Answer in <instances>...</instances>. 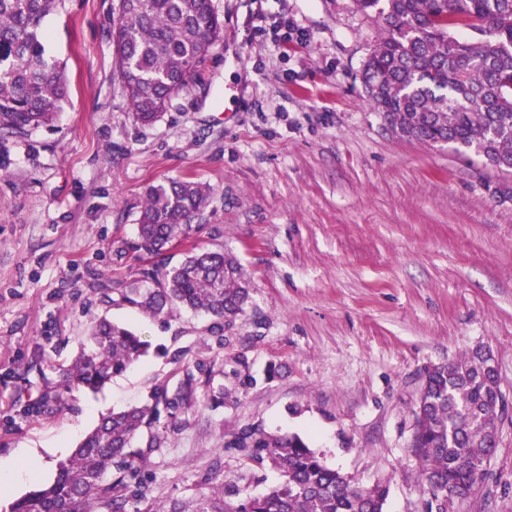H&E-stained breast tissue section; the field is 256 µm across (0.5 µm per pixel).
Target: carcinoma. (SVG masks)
Wrapping results in <instances>:
<instances>
[{"instance_id":"obj_1","label":"carcinoma","mask_w":512,"mask_h":512,"mask_svg":"<svg viewBox=\"0 0 512 512\" xmlns=\"http://www.w3.org/2000/svg\"><path fill=\"white\" fill-rule=\"evenodd\" d=\"M383 30L363 63L369 104L399 138L446 144L512 173V0H354ZM58 0H0V133L27 135L54 122L68 96L65 67L46 51L44 18ZM117 80L136 120L156 122L223 38L213 0H118L112 12ZM459 26L480 41L454 33ZM208 191L180 179L152 185L130 248L158 262L119 283L120 300L154 317L180 308L203 312L230 329L250 297L237 260L186 249L167 267L162 253L187 245L190 221L202 215ZM128 326L103 319L72 363L59 368L64 392L100 391L147 353ZM476 355L427 371L411 451L427 486L425 512H448V501L479 485L495 450L499 378ZM202 366L179 365L176 383L162 381L149 401L103 417L60 463L53 482L11 504L10 512H385L389 486L357 485L327 467L304 440L245 429L227 443L252 463L266 462L281 481L261 495L216 483L219 465L200 474L206 487L190 498L159 503L146 474L164 445L153 428L180 430Z\"/></svg>"}]
</instances>
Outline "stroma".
<instances>
[{
	"label": "stroma",
	"instance_id": "obj_1",
	"mask_svg": "<svg viewBox=\"0 0 512 512\" xmlns=\"http://www.w3.org/2000/svg\"><path fill=\"white\" fill-rule=\"evenodd\" d=\"M117 0H60L44 22L66 63L51 126L0 134V458L31 448L0 482V512L51 483L100 419L177 380L200 384L148 469L157 500L190 497L221 460L225 482L281 480L226 443L244 428L300 436L386 512H424L409 445L427 368L490 354L509 408L485 478L451 512H512V197L507 176L445 146L395 138L359 72L380 32L353 0H213L224 38L162 119L137 124L114 76ZM209 187L197 247L234 254L251 303L224 338L184 309L152 319L101 296L133 279L128 250L149 185ZM131 326L147 356L97 393L42 410L101 319ZM213 382V383H214Z\"/></svg>",
	"mask_w": 512,
	"mask_h": 512
}]
</instances>
